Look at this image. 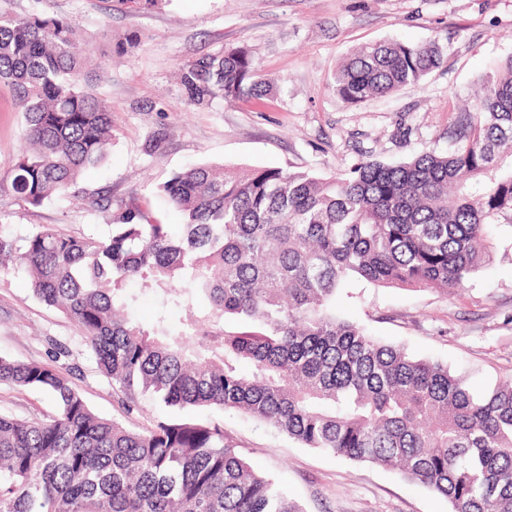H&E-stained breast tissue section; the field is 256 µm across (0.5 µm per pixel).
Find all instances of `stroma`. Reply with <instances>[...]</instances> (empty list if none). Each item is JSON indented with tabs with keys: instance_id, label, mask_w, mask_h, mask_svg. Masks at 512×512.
<instances>
[{
	"instance_id": "35a3bbf8",
	"label": "stroma",
	"mask_w": 512,
	"mask_h": 512,
	"mask_svg": "<svg viewBox=\"0 0 512 512\" xmlns=\"http://www.w3.org/2000/svg\"><path fill=\"white\" fill-rule=\"evenodd\" d=\"M0 12L74 21L97 63L90 87L112 109L105 161L68 194L23 205L0 189V231L24 238L44 226L108 237L112 213L88 212L85 194L146 205L179 234L184 221L161 193L192 165L278 168L340 176L369 159L400 162L448 147L454 107L468 101L495 62L512 54V0H0ZM438 42L447 61L415 87L345 105L333 77L359 46ZM248 49L271 87L262 101L186 105L178 69L227 48ZM25 120L0 86V177L24 148ZM489 260L465 288L351 282L336 305L368 334L447 364L483 391L512 376V227L501 226ZM0 356L54 365L100 417H120L112 384L80 331L33 293L27 272L0 269ZM0 411L44 418L42 392L0 383ZM218 422L258 473L278 481L306 512H450L447 499L399 473L305 448L234 410L194 409Z\"/></svg>"
}]
</instances>
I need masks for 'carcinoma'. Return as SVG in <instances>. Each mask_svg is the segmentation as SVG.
Segmentation results:
<instances>
[{
    "label": "carcinoma",
    "instance_id": "1",
    "mask_svg": "<svg viewBox=\"0 0 512 512\" xmlns=\"http://www.w3.org/2000/svg\"><path fill=\"white\" fill-rule=\"evenodd\" d=\"M444 63L434 43L366 44L332 89L357 105ZM86 65L70 21L0 13V85L31 146L8 179L27 205L64 195L106 157L112 112L87 89ZM179 82L194 107L260 101L270 88L244 48L184 65ZM448 138L445 152L368 160L347 177L192 166L162 185L184 216L177 238L148 208L98 192L89 210L117 207L105 240L48 226L21 241L0 234V260L26 267L35 296L80 330L123 414H94L48 363L0 356L1 383L56 407L46 419L0 413V512H305L252 469L224 425L181 415L191 407L241 411L303 447L395 470L451 512H512V380L476 394L448 365L336 313L352 280L464 287L494 222L512 223V55L454 113ZM130 279L160 305L149 328L129 314ZM196 296L208 308L172 329L167 310ZM147 396L173 415L139 431L126 420Z\"/></svg>",
    "mask_w": 512,
    "mask_h": 512
}]
</instances>
